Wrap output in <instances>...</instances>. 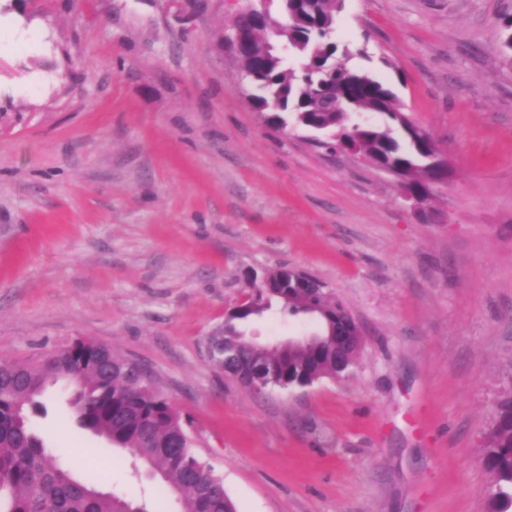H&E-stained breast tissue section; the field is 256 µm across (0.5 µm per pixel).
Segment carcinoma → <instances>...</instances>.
<instances>
[{"label":"carcinoma","instance_id":"obj_1","mask_svg":"<svg viewBox=\"0 0 512 512\" xmlns=\"http://www.w3.org/2000/svg\"><path fill=\"white\" fill-rule=\"evenodd\" d=\"M300 6L308 17L298 28L269 27L254 36L253 49L239 56L242 77L261 105L272 106L277 128L288 123L321 133L317 143L336 151V135L356 152L403 170L408 183L428 178L424 154L436 147L431 133L402 110L396 93L374 73L350 66L365 55L336 40L335 16L342 0H282L281 9ZM378 116L376 120L366 118ZM243 308L224 318V347L240 360L226 375L249 387L260 361L274 363L279 386L311 385L340 376L337 359L356 365L358 351L336 343L331 324L355 325L344 305L320 280L280 266L265 281L249 285ZM282 305L291 317L314 320L313 337L288 350L261 349L247 336L250 319ZM130 361L104 345L77 339L33 361L0 364V512H149L146 506L94 489L76 478L32 429L30 415L43 409L40 397L59 379L73 386L71 408L78 424L131 451L150 475L181 496L180 512H235V506L208 465L194 462L192 441L167 399L149 382H130ZM482 461L495 481L491 512H512V398L497 410Z\"/></svg>","mask_w":512,"mask_h":512}]
</instances>
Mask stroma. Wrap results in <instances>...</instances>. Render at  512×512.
<instances>
[{"instance_id":"1","label":"stroma","mask_w":512,"mask_h":512,"mask_svg":"<svg viewBox=\"0 0 512 512\" xmlns=\"http://www.w3.org/2000/svg\"><path fill=\"white\" fill-rule=\"evenodd\" d=\"M250 0H0V363L75 338L142 366L236 512H489L481 461L512 396V0H344L453 176L431 217L365 157L280 132L224 45ZM324 282L364 343L346 378L256 393L207 339L250 273ZM262 342L309 334L272 309ZM31 423L77 478L179 512L78 427L64 382Z\"/></svg>"}]
</instances>
